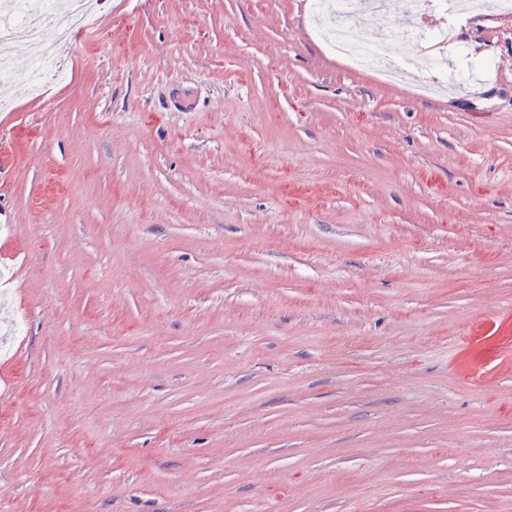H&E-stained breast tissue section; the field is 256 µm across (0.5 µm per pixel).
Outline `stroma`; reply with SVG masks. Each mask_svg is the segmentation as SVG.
Segmentation results:
<instances>
[{
    "label": "stroma",
    "mask_w": 512,
    "mask_h": 512,
    "mask_svg": "<svg viewBox=\"0 0 512 512\" xmlns=\"http://www.w3.org/2000/svg\"><path fill=\"white\" fill-rule=\"evenodd\" d=\"M0 110V512H512V10L101 0ZM360 1H321L319 8L328 17V23L320 30L321 35L337 54L344 56L354 66L392 77L400 69V64L387 58L384 38L378 35L364 38L349 23L351 14L361 6Z\"/></svg>",
    "instance_id": "obj_1"
}]
</instances>
